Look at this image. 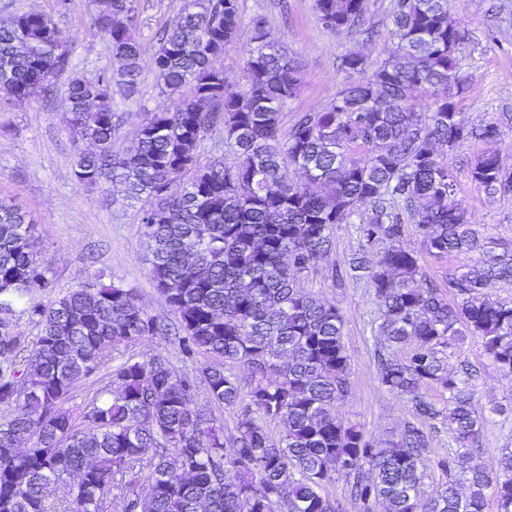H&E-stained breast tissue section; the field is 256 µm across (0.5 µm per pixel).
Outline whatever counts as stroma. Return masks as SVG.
<instances>
[{
  "label": "stroma",
  "mask_w": 512,
  "mask_h": 512,
  "mask_svg": "<svg viewBox=\"0 0 512 512\" xmlns=\"http://www.w3.org/2000/svg\"><path fill=\"white\" fill-rule=\"evenodd\" d=\"M396 0H366V22L375 35L371 40L336 35L320 22L314 0H240L243 24L236 42L216 61L235 88L246 84L244 57L252 44L254 18L268 27L288 55L301 63L300 85L283 115L291 126L303 112H314L335 100L351 76L338 60L350 52L365 54L369 61L385 58L393 49L391 11ZM182 0H137L136 35L142 45V82L129 98L116 96L122 122L112 140L113 151L122 153L133 142L144 113L172 108V98L160 91V80L151 64L155 34L176 15ZM451 14L464 34L458 47L457 74L464 91L456 96L460 120L469 127L496 124L494 139H469L453 152L450 162L457 196L465 204L471 223L480 227L492 249L512 250V193L488 196L472 179L476 160L486 153L499 156L504 171L512 173V0H452ZM40 10L73 35L70 52L78 72L97 78L113 66L108 45L91 29L89 0H0V14ZM64 93L50 101L24 105L0 104V198L11 199L37 227L43 257L49 262L58 290L73 288L98 275L121 281L138 295L156 319L174 321L175 315L155 288L146 261L147 244L137 208L109 183L95 187L80 184L72 170L74 144L62 123ZM360 215L334 231L335 247L321 260L316 272L302 280L305 291L339 305L345 318V338L350 354L352 389L338 406L340 418L388 445L397 440L408 418L407 402L395 397L378 380L373 362L378 318L366 280H332L330 269L347 264L361 244ZM137 359L164 356L178 373L191 374L205 363L202 356L185 354L174 337L156 336L135 349ZM449 367L466 361L477 371L476 401L488 413L481 433V462L495 471L502 449L512 448V415H497L495 404H512V376L492 364L480 342L466 339L448 349ZM432 461L426 464L422 497L433 496L442 480L435 457L455 454L458 445L447 421H436L431 430Z\"/></svg>",
  "instance_id": "stroma-1"
}]
</instances>
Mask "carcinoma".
Returning a JSON list of instances; mask_svg holds the SVG:
<instances>
[{"instance_id":"obj_1","label":"carcinoma","mask_w":512,"mask_h":512,"mask_svg":"<svg viewBox=\"0 0 512 512\" xmlns=\"http://www.w3.org/2000/svg\"><path fill=\"white\" fill-rule=\"evenodd\" d=\"M91 3V26L119 69L95 80L73 66L63 73V122L79 145L74 174L88 186L109 179L141 204L151 278L185 352L206 363L188 376L161 356L131 355L87 403L64 407L113 353L171 327L132 289L101 275L48 304L34 302L55 288L53 275L35 225L1 198L0 404L14 410L0 418V512H341L322 494L332 482L345 485L359 512H486L490 496L497 512H512V448L489 475L473 448L487 421L476 408V369L462 362L451 372L442 356L472 336L512 375V301L491 293L512 282V252L489 250L470 224L448 161L461 141L492 139L498 128L469 129L456 112L462 35L448 0H397L393 51L376 63L344 55L342 68L359 79L287 131L282 114L298 89L299 62L256 18L247 88L235 89L215 60L236 41L239 0H183L152 56L161 93L176 97L175 106L147 114L134 147L121 154L112 152V86L130 95L140 81L135 0ZM314 8L328 30L362 34L365 0H315ZM67 43L46 13L1 14L0 94L16 104L48 96L54 86L45 71L70 55ZM419 97L424 112L414 110ZM217 130L233 161L203 163L202 144ZM354 145L366 156H354ZM472 177L490 194L512 192V176L493 153ZM362 209L365 250L346 268H331V277H363L372 288L383 337L375 344L378 379L411 409L390 448L338 417L351 389L344 314L301 287L332 251L335 226ZM405 212L426 252L478 255L448 279L455 302L436 284H418L420 255L404 245ZM20 303L38 325L34 336L14 331ZM226 365L245 367L247 386ZM432 384L448 393V410L424 392ZM201 387L210 402L240 407L230 439L198 406ZM445 413L460 451L437 459L446 482L424 499L422 460L432 441L425 427ZM265 421L282 424L279 439ZM145 468L148 491L140 495ZM53 475L61 495L51 499L44 483Z\"/></svg>"}]
</instances>
